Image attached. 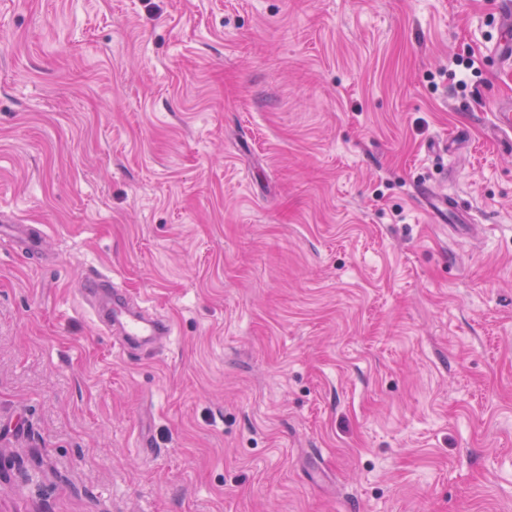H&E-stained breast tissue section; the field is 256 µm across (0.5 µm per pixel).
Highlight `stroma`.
Returning a JSON list of instances; mask_svg holds the SVG:
<instances>
[{
    "instance_id": "35a3bbf8",
    "label": "stroma",
    "mask_w": 512,
    "mask_h": 512,
    "mask_svg": "<svg viewBox=\"0 0 512 512\" xmlns=\"http://www.w3.org/2000/svg\"><path fill=\"white\" fill-rule=\"evenodd\" d=\"M497 12L0 0V512H512ZM434 191L426 193L425 204L430 211V215L438 224H446L448 220V211H454L460 217V224H469V220L464 215L466 210L458 203L449 201L444 195H432ZM170 333L171 327L166 321L132 317L123 324V332L120 337L125 346L132 347L139 344L160 343Z\"/></svg>"
}]
</instances>
